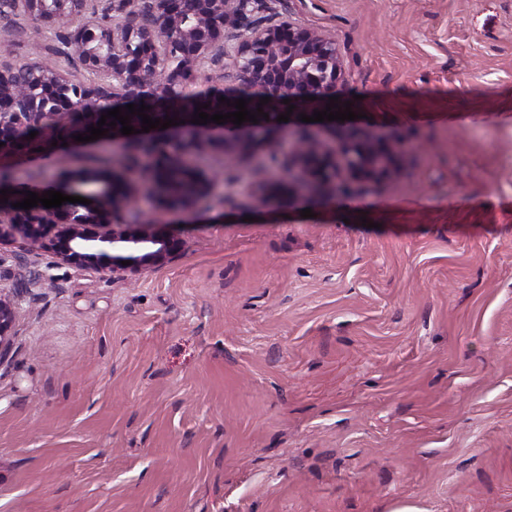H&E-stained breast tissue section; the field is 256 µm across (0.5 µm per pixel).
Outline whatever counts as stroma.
Instances as JSON below:
<instances>
[{"label":"stroma","instance_id":"obj_1","mask_svg":"<svg viewBox=\"0 0 512 512\" xmlns=\"http://www.w3.org/2000/svg\"><path fill=\"white\" fill-rule=\"evenodd\" d=\"M267 4L335 39L397 171L262 208L287 162L212 150L214 200L165 217L183 250L131 280L0 245V289L52 276L0 358V512H512V0ZM9 15L0 58L33 60ZM118 155L0 169L42 194Z\"/></svg>","mask_w":512,"mask_h":512}]
</instances>
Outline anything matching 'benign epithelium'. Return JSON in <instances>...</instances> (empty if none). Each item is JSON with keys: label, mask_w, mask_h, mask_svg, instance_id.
<instances>
[{"label": "benign epithelium", "mask_w": 512, "mask_h": 512, "mask_svg": "<svg viewBox=\"0 0 512 512\" xmlns=\"http://www.w3.org/2000/svg\"><path fill=\"white\" fill-rule=\"evenodd\" d=\"M32 26L39 30L70 27L68 41L81 47V66L89 75L75 80L62 69L39 60L27 62L30 85L19 91L16 64L0 60V155L14 151L20 132L37 129L39 134L71 137L98 126L118 100L172 102L185 99L208 105L205 112L236 111L218 95L193 90L199 65L224 57L235 72L237 87L223 97L247 101L255 113L262 108L269 118L237 126L228 121L193 124L192 112L159 108L153 119L180 121L170 126V137L157 140L142 132V119L130 116L136 134L123 135L121 123L111 125L102 140H122L132 149L152 148V163L136 175L122 161L107 172L83 167L68 170L65 181L90 204H67L59 208L37 205L15 208V199L0 203V245L16 237L32 250L52 254L48 268L74 265L96 271L108 270L122 277L140 275L172 261L183 242L172 238L156 217L162 211H193L216 188L207 171L186 169V161L206 153L213 144L212 132L224 128V156L246 160L258 152L276 158L288 143V125L277 117L290 114L300 120V111L326 105L329 98L345 100L343 71L335 42L316 31L288 20L266 24L254 18L263 0H111L101 11L88 0H14ZM124 14L123 22H111L110 13ZM268 97L264 105L260 100ZM290 100L286 105L283 100ZM337 148L309 139L289 155L293 174L276 182L250 184L247 189L261 206H283L298 193L328 200L347 192L354 181L376 179L390 172L393 144L369 131L351 125L336 126ZM145 202L154 217L130 230L120 223L121 213ZM132 264L127 265L125 261ZM49 276L38 275L22 288L0 289V358L7 351L21 296Z\"/></svg>", "instance_id": "1"}]
</instances>
